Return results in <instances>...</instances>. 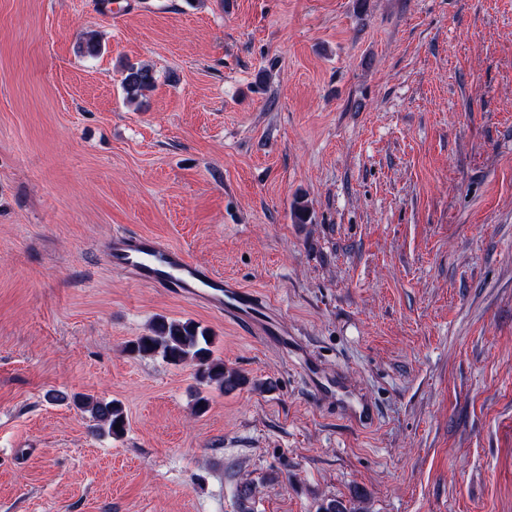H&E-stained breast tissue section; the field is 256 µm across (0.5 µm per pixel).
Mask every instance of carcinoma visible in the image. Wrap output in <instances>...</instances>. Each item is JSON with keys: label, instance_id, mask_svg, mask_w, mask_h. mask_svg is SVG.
I'll return each instance as SVG.
<instances>
[{"label": "carcinoma", "instance_id": "1", "mask_svg": "<svg viewBox=\"0 0 512 512\" xmlns=\"http://www.w3.org/2000/svg\"><path fill=\"white\" fill-rule=\"evenodd\" d=\"M155 82V73L150 66L144 63H131L123 70L121 86L127 101L135 103L154 88ZM291 217L296 224L308 223L311 216L307 201L301 198L295 199L291 208ZM209 338L208 330L194 321H176L160 317L149 333L132 341L127 349L139 357H159L173 365L189 361L195 367V379L200 384L214 385L225 392L250 384L247 375L213 359V342L209 341ZM74 403L91 414L95 421L92 433L104 431L115 437L124 434L127 422L119 402L76 395ZM117 424L120 425L118 430L115 429Z\"/></svg>", "mask_w": 512, "mask_h": 512}]
</instances>
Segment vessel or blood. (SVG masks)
<instances>
[{
    "instance_id": "vessel-or-blood-1",
    "label": "vessel or blood",
    "mask_w": 512,
    "mask_h": 512,
    "mask_svg": "<svg viewBox=\"0 0 512 512\" xmlns=\"http://www.w3.org/2000/svg\"><path fill=\"white\" fill-rule=\"evenodd\" d=\"M105 258L112 269L205 305L251 334L282 346L288 343L287 326L271 317L270 306L258 292L211 272L180 248L162 244L149 235L122 232L107 243ZM342 415L352 424L367 427L374 424L376 410L371 403L349 399Z\"/></svg>"
}]
</instances>
